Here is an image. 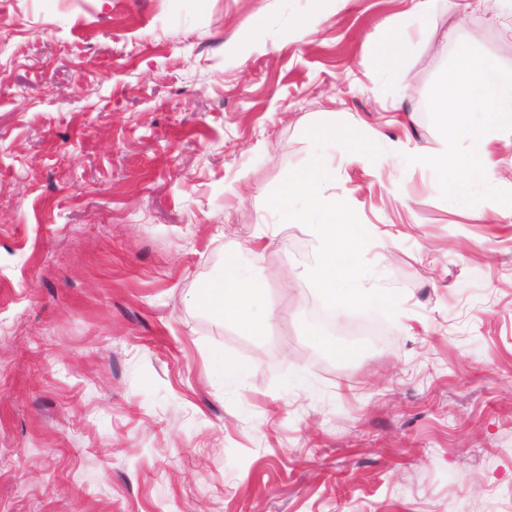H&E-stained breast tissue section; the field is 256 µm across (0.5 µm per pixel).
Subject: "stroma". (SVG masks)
<instances>
[{
	"mask_svg": "<svg viewBox=\"0 0 512 512\" xmlns=\"http://www.w3.org/2000/svg\"><path fill=\"white\" fill-rule=\"evenodd\" d=\"M0 0V512H512V217L442 198L430 87L512 69V0ZM393 317L334 309L267 196L318 123ZM235 264L274 313L197 303ZM246 361L239 387L212 362ZM303 376L300 387L288 386ZM408 25L393 30L381 37L374 47L375 63L385 69L398 70L403 68L407 57Z\"/></svg>",
	"mask_w": 512,
	"mask_h": 512,
	"instance_id": "35a3bbf8",
	"label": "stroma"
}]
</instances>
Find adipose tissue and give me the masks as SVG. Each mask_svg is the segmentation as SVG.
<instances>
[{
    "instance_id": "adipose-tissue-1",
    "label": "adipose tissue",
    "mask_w": 512,
    "mask_h": 512,
    "mask_svg": "<svg viewBox=\"0 0 512 512\" xmlns=\"http://www.w3.org/2000/svg\"><path fill=\"white\" fill-rule=\"evenodd\" d=\"M266 289L262 281L250 278L236 268H225L221 277L212 280L198 295L200 306L226 317L240 331L251 336L264 335L268 314L263 313Z\"/></svg>"
}]
</instances>
